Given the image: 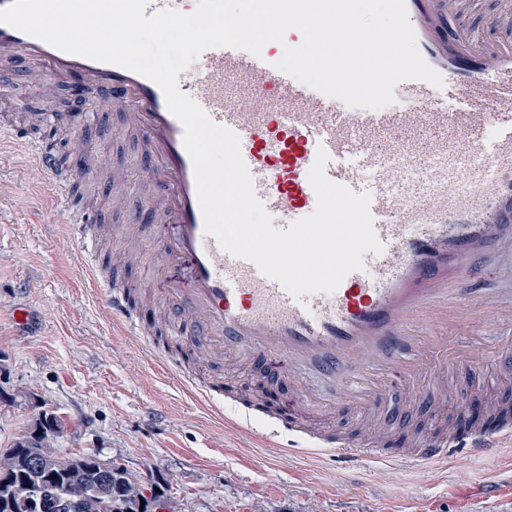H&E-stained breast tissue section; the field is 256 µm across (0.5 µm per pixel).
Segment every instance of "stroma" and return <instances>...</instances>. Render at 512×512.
I'll use <instances>...</instances> for the list:
<instances>
[{"mask_svg":"<svg viewBox=\"0 0 512 512\" xmlns=\"http://www.w3.org/2000/svg\"><path fill=\"white\" fill-rule=\"evenodd\" d=\"M112 133L89 135L86 151L108 158L138 183L143 160L124 113L110 112ZM21 154L0 149V448L43 410L66 424L58 448H88L141 477L146 488L169 484L170 512H512V448L484 458L454 450L447 461L418 467L385 464L350 470L318 457L272 454L259 435L240 434L231 407L215 411L187 393L158 364L171 346L155 335L134 341L102 314L85 283L70 228L48 219L46 184L17 183ZM148 287L190 283V264L146 258L125 270ZM26 304L40 324L22 335L13 317ZM202 382L236 377L255 396L267 380L258 368L227 363L194 366ZM512 363L492 355L481 370L459 368L457 405L438 411L427 394L410 397L390 379L394 402L405 403L404 432L457 418L475 389L493 388Z\"/></svg>","mask_w":512,"mask_h":512,"instance_id":"35a3bbf8","label":"stroma"}]
</instances>
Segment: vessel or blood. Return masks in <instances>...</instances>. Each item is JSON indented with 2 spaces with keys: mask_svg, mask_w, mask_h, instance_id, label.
Returning <instances> with one entry per match:
<instances>
[{
  "mask_svg": "<svg viewBox=\"0 0 512 512\" xmlns=\"http://www.w3.org/2000/svg\"><path fill=\"white\" fill-rule=\"evenodd\" d=\"M405 3L418 49L444 85L403 81L393 107H346L278 70L280 53L268 44L257 57L226 47L206 50L199 73L178 82L216 124L239 137L255 193L279 229L316 208L308 172L318 150L329 156V180L369 194L382 252L369 255L368 265L334 292L298 300L205 234L184 127L157 84L0 24V87L20 71L36 82L47 74L74 76L99 92L104 108L127 112L149 162L145 207L162 208L169 227L154 251L163 263L187 258L192 265L190 287L164 282L158 303L178 334L195 343L197 362L220 364L229 356L262 367L292 398L268 408L269 447L355 466L424 464L457 448L491 457L512 441V405L486 401L478 408L482 421L417 436L403 448H386L372 437L339 439L322 426L341 408L391 423V372L408 390L456 395L453 366L438 354L449 328L465 336L461 358L475 369L488 359L481 336L492 329L512 333L511 288L491 294L476 278L462 301L452 283L512 236V0H498L478 19L472 0ZM8 130L30 159L18 179L48 180L50 203L76 225L84 269L97 279L89 259L95 211L71 208V197L88 173L118 182L125 173L101 156L85 167L81 152L62 163L51 143L30 135L25 119ZM99 294L114 323L143 335L126 289L105 286Z\"/></svg>",
  "mask_w": 512,
  "mask_h": 512,
  "instance_id": "1",
  "label": "vessel or blood"
}]
</instances>
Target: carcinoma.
I'll list each match as a JSON object with an SVG mask.
<instances>
[{
  "mask_svg": "<svg viewBox=\"0 0 512 512\" xmlns=\"http://www.w3.org/2000/svg\"><path fill=\"white\" fill-rule=\"evenodd\" d=\"M41 426L37 421L17 438L13 455H0V512H34L22 504V496L30 489H50L60 498L79 503L94 492L112 500V512H149L153 499L165 495L162 488L146 499L139 478L117 464L110 471L104 469L95 451L63 454L47 442L40 458L26 461L25 442L36 438Z\"/></svg>",
  "mask_w": 512,
  "mask_h": 512,
  "instance_id": "1",
  "label": "carcinoma"
}]
</instances>
